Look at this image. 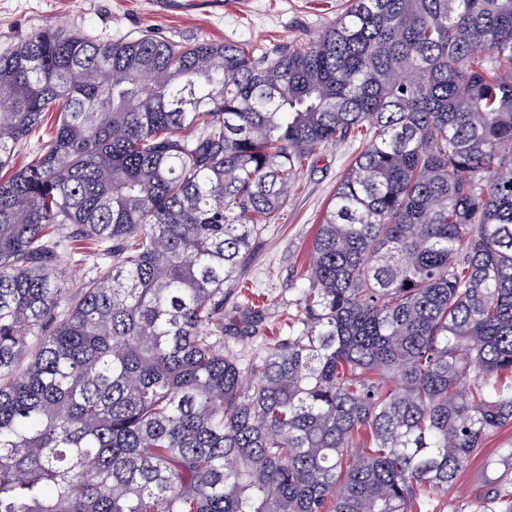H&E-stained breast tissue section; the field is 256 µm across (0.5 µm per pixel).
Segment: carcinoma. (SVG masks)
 <instances>
[{"label":"carcinoma","instance_id":"1","mask_svg":"<svg viewBox=\"0 0 512 512\" xmlns=\"http://www.w3.org/2000/svg\"><path fill=\"white\" fill-rule=\"evenodd\" d=\"M345 140L296 321L225 356L267 308L224 283ZM504 373L512 0H347L275 53L47 29L0 54V512H437L512 423ZM51 122H49L48 125L44 126L43 128L39 129L35 136L31 137V139L27 140L26 142H23L17 149L15 154V160H14V169H17L19 167H22L26 165L28 162L31 161L35 157L36 154V147L38 140H41L42 138H46L47 135H49L52 131L51 128ZM60 267L62 269L61 286L69 297H73L78 282L86 275L87 267L76 265L68 257H62ZM265 342L260 338L238 339L224 337V355L235 359L256 361L261 359L266 350Z\"/></svg>","mask_w":512,"mask_h":512}]
</instances>
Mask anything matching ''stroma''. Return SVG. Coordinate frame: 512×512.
<instances>
[{
    "label": "stroma",
    "instance_id": "stroma-1",
    "mask_svg": "<svg viewBox=\"0 0 512 512\" xmlns=\"http://www.w3.org/2000/svg\"><path fill=\"white\" fill-rule=\"evenodd\" d=\"M343 0H0V53L46 28L97 41L160 32L186 39L250 42L265 51L322 35ZM358 151L354 142L330 145L300 172L277 223L267 225L224 285V302L241 290L273 298L269 322L288 330L318 222ZM512 490V424L491 432L480 455L439 499L440 512H476L494 489Z\"/></svg>",
    "mask_w": 512,
    "mask_h": 512
}]
</instances>
